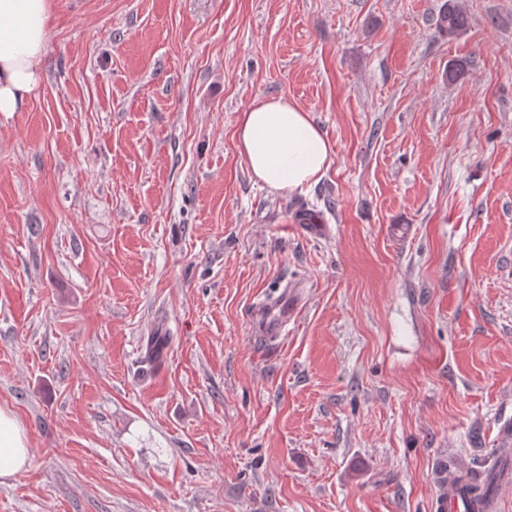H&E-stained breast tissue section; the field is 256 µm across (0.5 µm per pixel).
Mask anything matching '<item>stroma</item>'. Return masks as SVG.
<instances>
[{"instance_id": "35a3bbf8", "label": "stroma", "mask_w": 512, "mask_h": 512, "mask_svg": "<svg viewBox=\"0 0 512 512\" xmlns=\"http://www.w3.org/2000/svg\"><path fill=\"white\" fill-rule=\"evenodd\" d=\"M51 2L0 113V512H433L441 454L512 448V0ZM280 95L334 146L291 193L235 138ZM448 7L442 11L437 20V26L446 35L454 36L466 26L467 15L465 9L457 1L448 0ZM302 288L292 285L280 294L258 304L254 309V319L267 339H283L288 336V325L294 322L301 307ZM24 428L18 418L0 409V483L20 474L30 465Z\"/></svg>"}]
</instances>
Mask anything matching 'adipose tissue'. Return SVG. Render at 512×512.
Returning <instances> with one entry per match:
<instances>
[{
  "label": "adipose tissue",
  "mask_w": 512,
  "mask_h": 512,
  "mask_svg": "<svg viewBox=\"0 0 512 512\" xmlns=\"http://www.w3.org/2000/svg\"><path fill=\"white\" fill-rule=\"evenodd\" d=\"M51 12V0H0V112L18 111L34 90ZM236 138L253 177L278 191L317 182L334 155L310 112L282 96L254 101L239 119ZM29 464L22 424L0 409V483Z\"/></svg>",
  "instance_id": "obj_1"
}]
</instances>
